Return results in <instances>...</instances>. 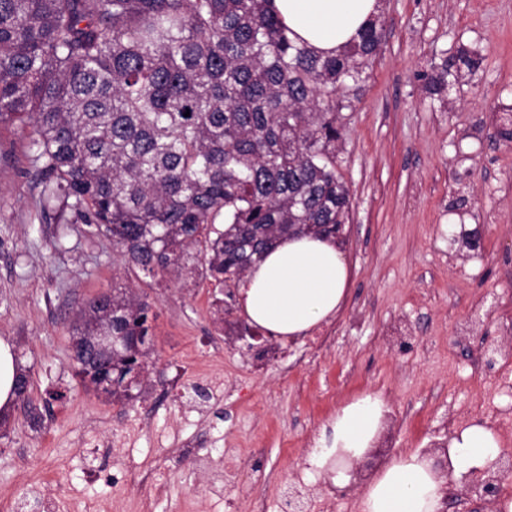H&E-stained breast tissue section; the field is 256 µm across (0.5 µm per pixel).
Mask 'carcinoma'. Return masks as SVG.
<instances>
[{
    "instance_id": "obj_1",
    "label": "carcinoma",
    "mask_w": 512,
    "mask_h": 512,
    "mask_svg": "<svg viewBox=\"0 0 512 512\" xmlns=\"http://www.w3.org/2000/svg\"><path fill=\"white\" fill-rule=\"evenodd\" d=\"M379 19L335 56L293 43L269 0H0V125L28 133L53 197L155 278L224 289L278 240L339 236L347 96L380 52ZM479 54L432 66L448 92ZM156 315L128 286L86 301L73 336L107 324L127 344L74 360L133 399Z\"/></svg>"
}]
</instances>
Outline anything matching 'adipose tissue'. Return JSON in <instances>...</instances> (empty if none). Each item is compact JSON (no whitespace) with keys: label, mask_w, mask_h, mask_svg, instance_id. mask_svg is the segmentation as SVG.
Listing matches in <instances>:
<instances>
[{"label":"adipose tissue","mask_w":512,"mask_h":512,"mask_svg":"<svg viewBox=\"0 0 512 512\" xmlns=\"http://www.w3.org/2000/svg\"><path fill=\"white\" fill-rule=\"evenodd\" d=\"M292 38L320 56L338 54L378 16L379 0H271ZM350 268L334 240L291 236L270 248L247 272L239 290L247 321L274 336H307L331 322L344 306ZM388 406L381 393L366 392L337 409L305 457L308 476L337 487L351 481L353 462L374 444ZM501 451L493 428L473 424L448 440L453 479L483 469ZM445 480L421 450L390 455L367 480L358 512H443Z\"/></svg>","instance_id":"obj_1"}]
</instances>
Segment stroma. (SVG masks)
<instances>
[{
	"label": "stroma",
	"instance_id": "35a3bbf8",
	"mask_svg": "<svg viewBox=\"0 0 512 512\" xmlns=\"http://www.w3.org/2000/svg\"><path fill=\"white\" fill-rule=\"evenodd\" d=\"M379 17L382 50L342 112L348 296L300 340L237 339L243 317L219 319L209 279L151 281L73 212L57 219L26 136L0 126V337L30 380L0 427V512H283L292 486L307 512H357L370 471L437 450L451 419L512 450V142L494 135L512 105V0H382ZM462 44L479 69L447 98L426 93L424 74ZM116 281L157 315L130 401L86 386L70 352L83 302ZM200 373L224 377L204 409ZM368 391L390 411L356 479L307 477L323 424Z\"/></svg>",
	"mask_w": 512,
	"mask_h": 512
}]
</instances>
